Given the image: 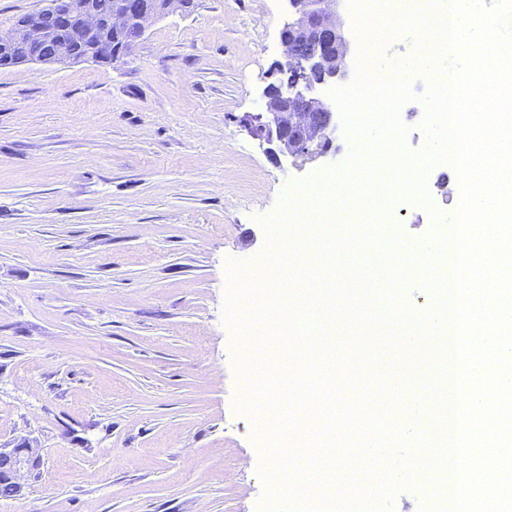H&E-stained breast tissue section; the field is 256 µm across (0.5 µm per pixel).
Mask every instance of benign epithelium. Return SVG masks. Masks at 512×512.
I'll return each instance as SVG.
<instances>
[{"instance_id":"obj_1","label":"benign epithelium","mask_w":512,"mask_h":512,"mask_svg":"<svg viewBox=\"0 0 512 512\" xmlns=\"http://www.w3.org/2000/svg\"><path fill=\"white\" fill-rule=\"evenodd\" d=\"M0 34V63L70 64L118 61L138 43L148 25L170 13L189 12L195 0H117L103 14L95 0H44ZM292 19L284 24L282 59L276 70L288 84L264 90L265 111L256 135L275 163H306L336 155V108L318 95L321 87L347 78V42L336 19L339 0H287ZM41 449L23 442L0 446V478L25 494V478L41 466Z\"/></svg>"}]
</instances>
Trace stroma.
<instances>
[{
    "label": "stroma",
    "mask_w": 512,
    "mask_h": 512,
    "mask_svg": "<svg viewBox=\"0 0 512 512\" xmlns=\"http://www.w3.org/2000/svg\"><path fill=\"white\" fill-rule=\"evenodd\" d=\"M287 20L286 0H196L120 62L0 67V444L43 457L0 512H259L274 420L237 406L227 267L264 275L263 218L352 147L341 126L336 155L278 165L251 133ZM427 86L399 110L412 154ZM451 175L379 232L427 241ZM439 491L417 473L389 501Z\"/></svg>",
    "instance_id": "stroma-1"
}]
</instances>
